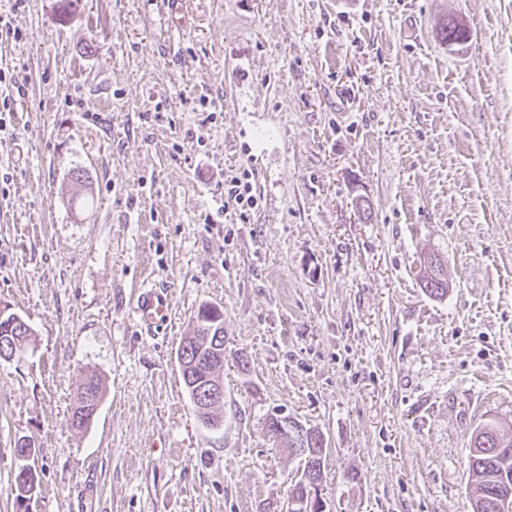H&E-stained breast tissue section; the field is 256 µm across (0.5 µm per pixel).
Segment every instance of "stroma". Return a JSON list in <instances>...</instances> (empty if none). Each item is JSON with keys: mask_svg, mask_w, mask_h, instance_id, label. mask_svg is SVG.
Wrapping results in <instances>:
<instances>
[{"mask_svg": "<svg viewBox=\"0 0 512 512\" xmlns=\"http://www.w3.org/2000/svg\"><path fill=\"white\" fill-rule=\"evenodd\" d=\"M0 512H280L282 414L329 443V512H471L470 439L512 425V0H0ZM470 29L453 48L448 16ZM89 172L86 186L70 180ZM249 170L256 208L224 204ZM372 206L359 220L357 198ZM446 295L420 283L426 253ZM167 286L155 333L133 315ZM224 312L223 424L176 358ZM104 396L69 414L85 371ZM23 323V326H25V330L22 329V325L11 326L10 319H0V342L4 341L5 346L8 348L9 345L11 344V340H15V338H18L19 340L17 355L16 350H14L12 357H9L10 350H7L3 344L1 345L3 360L10 361L16 359L17 361H19L24 358L25 354L21 350L22 342L27 341L28 339H32V336H34V332L30 325L25 320L23 321Z\"/></svg>", "mask_w": 512, "mask_h": 512, "instance_id": "35a3bbf8", "label": "stroma"}]
</instances>
